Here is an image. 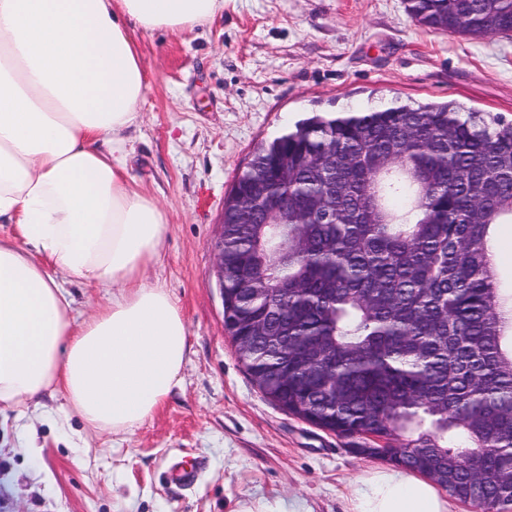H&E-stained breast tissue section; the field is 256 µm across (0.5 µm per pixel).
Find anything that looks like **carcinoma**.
I'll return each mask as SVG.
<instances>
[{
	"label": "carcinoma",
	"mask_w": 512,
	"mask_h": 512,
	"mask_svg": "<svg viewBox=\"0 0 512 512\" xmlns=\"http://www.w3.org/2000/svg\"><path fill=\"white\" fill-rule=\"evenodd\" d=\"M404 3L421 26L512 38V0ZM506 223L502 116L453 100L312 111L256 147L224 200V327L281 410L395 439L381 459L428 477L452 459L433 478L449 496L512 512V295L492 244Z\"/></svg>",
	"instance_id": "1"
}]
</instances>
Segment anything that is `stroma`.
Segmentation results:
<instances>
[{
    "label": "stroma",
    "mask_w": 512,
    "mask_h": 512,
    "mask_svg": "<svg viewBox=\"0 0 512 512\" xmlns=\"http://www.w3.org/2000/svg\"><path fill=\"white\" fill-rule=\"evenodd\" d=\"M135 38L149 82L131 175L167 215L148 279L185 320L182 383L117 448L95 434L70 447L32 413L46 481L14 453L15 413L0 410V512H234L240 500L348 512L379 459L265 399L224 331L213 250L224 197L257 144L315 109L377 95L512 121V38L419 26L404 0H224L203 27ZM186 462L195 483L171 482Z\"/></svg>",
    "instance_id": "obj_1"
}]
</instances>
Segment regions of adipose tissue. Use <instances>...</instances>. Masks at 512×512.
Segmentation results:
<instances>
[{"mask_svg":"<svg viewBox=\"0 0 512 512\" xmlns=\"http://www.w3.org/2000/svg\"><path fill=\"white\" fill-rule=\"evenodd\" d=\"M224 0H0V405L60 396L58 427L119 436L180 386L187 328L148 281L165 213L130 175L147 73L135 30L179 33ZM107 294L81 315L68 288ZM350 512H448L438 488L383 467Z\"/></svg>","mask_w":512,"mask_h":512,"instance_id":"1","label":"adipose tissue"}]
</instances>
